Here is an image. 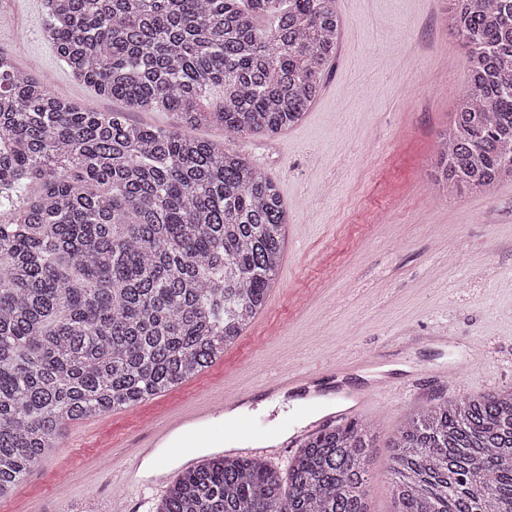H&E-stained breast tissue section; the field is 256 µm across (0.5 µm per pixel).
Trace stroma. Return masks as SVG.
Listing matches in <instances>:
<instances>
[{
  "label": "stroma",
  "instance_id": "1",
  "mask_svg": "<svg viewBox=\"0 0 512 512\" xmlns=\"http://www.w3.org/2000/svg\"><path fill=\"white\" fill-rule=\"evenodd\" d=\"M453 0H336V56L302 121L224 141L277 186L288 244L264 310L208 371L153 399L68 424L0 512L111 507L112 476L157 423L276 372L376 356L391 383L359 412L376 428L371 512H394L388 444L418 408L512 387V179L431 195L438 133L469 85ZM43 0H0V48L51 91L101 112L124 105L74 79L43 35ZM448 333L447 346L408 345ZM420 372L407 379L410 369Z\"/></svg>",
  "mask_w": 512,
  "mask_h": 512
}]
</instances>
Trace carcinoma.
Segmentation results:
<instances>
[{
    "label": "carcinoma",
    "mask_w": 512,
    "mask_h": 512,
    "mask_svg": "<svg viewBox=\"0 0 512 512\" xmlns=\"http://www.w3.org/2000/svg\"><path fill=\"white\" fill-rule=\"evenodd\" d=\"M73 77L171 130L54 96L0 49V498L66 423L205 371L262 312L286 209L243 155L191 134L300 122L336 55L335 0H43ZM470 84L438 136L436 190L512 178V0H455ZM68 422H63V419ZM373 426L312 436L281 470L215 455L156 512H369ZM387 472L396 512H512V387L405 417ZM129 119L143 124H148L165 129L179 127V117L175 112L159 110L152 112H129Z\"/></svg>",
    "instance_id": "carcinoma-1"
}]
</instances>
